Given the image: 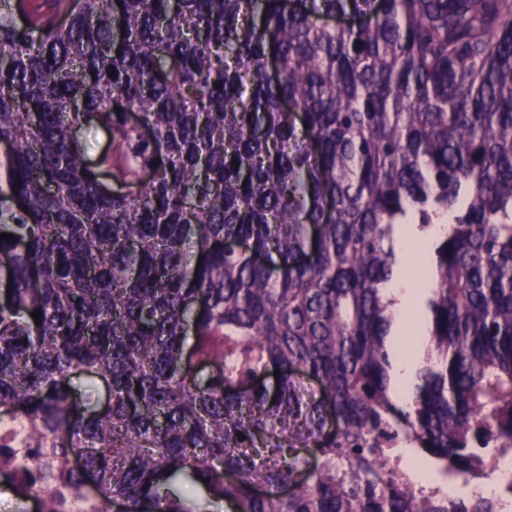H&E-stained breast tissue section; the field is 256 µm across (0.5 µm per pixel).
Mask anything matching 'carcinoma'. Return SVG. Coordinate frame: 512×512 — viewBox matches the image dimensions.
I'll list each match as a JSON object with an SVG mask.
<instances>
[{
	"label": "carcinoma",
	"instance_id": "carcinoma-1",
	"mask_svg": "<svg viewBox=\"0 0 512 512\" xmlns=\"http://www.w3.org/2000/svg\"><path fill=\"white\" fill-rule=\"evenodd\" d=\"M1 140L0 430L43 459L1 484L48 512H495L383 453L512 452V0H0ZM433 224L404 405L384 289Z\"/></svg>",
	"mask_w": 512,
	"mask_h": 512
}]
</instances>
